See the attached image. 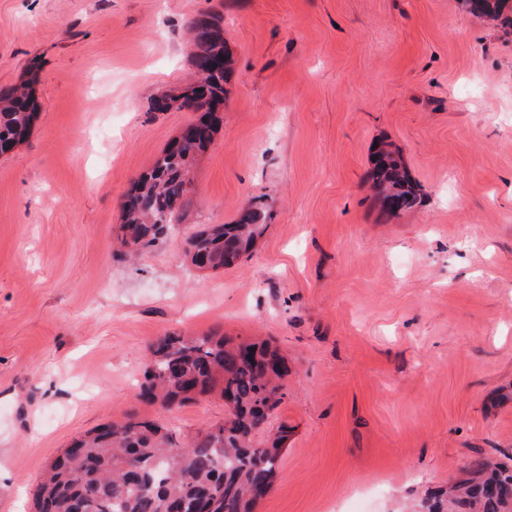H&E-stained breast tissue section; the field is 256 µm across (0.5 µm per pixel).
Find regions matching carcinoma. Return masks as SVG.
<instances>
[{
    "instance_id": "obj_1",
    "label": "carcinoma",
    "mask_w": 512,
    "mask_h": 512,
    "mask_svg": "<svg viewBox=\"0 0 512 512\" xmlns=\"http://www.w3.org/2000/svg\"><path fill=\"white\" fill-rule=\"evenodd\" d=\"M472 11L512 25V0H469ZM195 81L178 96L156 97L152 109L180 106L201 117L151 164L127 196L119 226L120 255L157 246L182 220L196 156L212 141L224 102L231 52L211 16L189 29ZM38 114L33 82L0 88V153L30 134ZM371 178L382 214L395 218L420 203V186L401 156L388 148L373 159ZM266 228L259 202L230 224H216L187 239L199 270L233 265ZM288 362L276 349L222 336H165L151 348L138 398L180 405L214 389L230 398L221 425L182 446L153 422L130 419L92 429L47 467L35 496L36 512H250L270 490L288 430L258 442L284 397ZM428 512H512V466L498 464L480 482L463 481Z\"/></svg>"
}]
</instances>
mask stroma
Segmentation results:
<instances>
[{
    "label": "stroma",
    "mask_w": 512,
    "mask_h": 512,
    "mask_svg": "<svg viewBox=\"0 0 512 512\" xmlns=\"http://www.w3.org/2000/svg\"><path fill=\"white\" fill-rule=\"evenodd\" d=\"M220 20L224 119L178 230L115 255L134 182L196 114L151 109ZM34 79L29 137L0 156V512H34L71 441L134 418L187 442L219 392L137 396L169 334L288 359L270 420L279 472L253 512H420L478 457L512 459V29L465 0H0V87ZM398 148L422 201L380 214L368 178ZM261 200L233 266L186 237Z\"/></svg>",
    "instance_id": "stroma-1"
}]
</instances>
